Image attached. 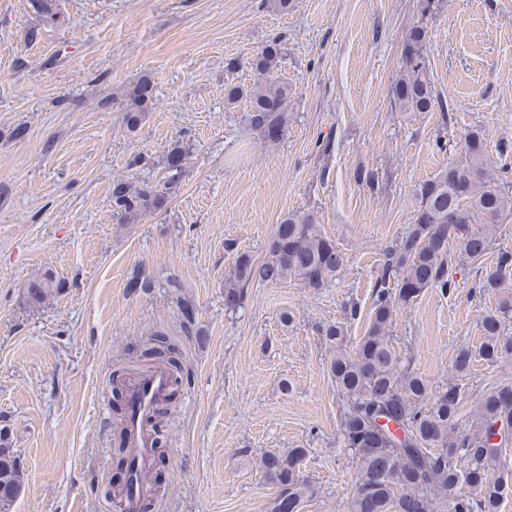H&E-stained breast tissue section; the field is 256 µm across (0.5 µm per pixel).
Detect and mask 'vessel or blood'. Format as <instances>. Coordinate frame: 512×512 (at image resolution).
<instances>
[{
	"mask_svg": "<svg viewBox=\"0 0 512 512\" xmlns=\"http://www.w3.org/2000/svg\"><path fill=\"white\" fill-rule=\"evenodd\" d=\"M169 387L170 378L161 370L133 381L127 388L125 419L130 436L131 479L123 493L122 512H138L140 503L153 494L148 480L154 461L150 419L166 398Z\"/></svg>",
	"mask_w": 512,
	"mask_h": 512,
	"instance_id": "obj_1",
	"label": "vessel or blood"
}]
</instances>
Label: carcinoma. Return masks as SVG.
<instances>
[{"label": "carcinoma", "instance_id": "1", "mask_svg": "<svg viewBox=\"0 0 512 512\" xmlns=\"http://www.w3.org/2000/svg\"><path fill=\"white\" fill-rule=\"evenodd\" d=\"M32 8L48 24L58 22L54 0H32ZM426 31H410L402 50L403 75L392 87L393 102L409 112H430L443 102L425 77ZM282 56L281 43L261 49L253 61L263 74L274 69ZM290 89L281 82L264 81L252 88L230 84L229 105L247 101L251 129L269 142L284 130ZM153 106L150 83L141 79L130 92L125 122L136 128ZM463 157L425 182L419 191V206L412 224L398 242L383 254L369 312L367 331L345 349V330L340 322L319 327V335L332 349L329 372L337 390L346 398L341 424V443L356 465L355 490L349 512H497L512 492V483L488 475L487 465L502 452L497 436L512 434V383L486 391L474 409L472 431L459 430L462 380L473 359L496 361L512 357V336L507 320L512 318V300L503 297L497 307L479 322L481 343L461 347L453 362L455 377L448 388L429 393V382L401 367L393 346L391 328L395 302L408 303L426 288L446 292L450 247L475 262L491 247L499 220L512 212V196L499 184L488 165L486 144L478 133L462 143ZM163 196L143 183L118 180L112 184V214L120 224L136 221L161 205ZM476 218L483 225L468 229ZM345 264L344 253L306 212H292L276 225L268 254L256 262L247 253L235 261L234 274L224 282V302L239 306L245 285L277 283L292 277L305 287H326ZM512 281V252L501 251L496 269L486 276L480 293L495 291ZM63 284L44 275L29 284V295L41 301ZM147 368L164 369L172 384H179L182 365L174 347L162 334L150 339L145 349ZM303 448L272 455L263 462L266 477L278 489L272 512H301L313 496L311 485L301 475ZM22 486V469L11 448V434L0 428V512L9 508ZM468 491H463L462 487Z\"/></svg>", "mask_w": 512, "mask_h": 512}]
</instances>
